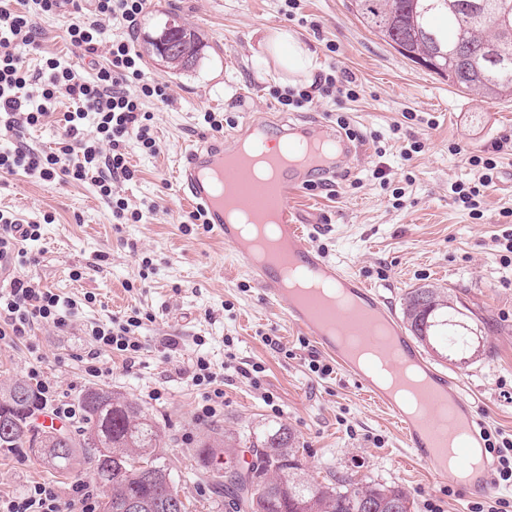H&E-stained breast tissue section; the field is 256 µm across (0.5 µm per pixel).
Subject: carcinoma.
I'll use <instances>...</instances> for the list:
<instances>
[{
	"instance_id": "1",
	"label": "carcinoma",
	"mask_w": 512,
	"mask_h": 512,
	"mask_svg": "<svg viewBox=\"0 0 512 512\" xmlns=\"http://www.w3.org/2000/svg\"><path fill=\"white\" fill-rule=\"evenodd\" d=\"M512 0H349L348 9L371 33L404 58L430 62L432 73L464 93L512 101V40L503 41L495 22L503 2ZM497 44L506 58L488 62L482 51ZM467 314L438 288H412L403 298V322L411 335L442 358L466 364L476 352L469 345L472 327ZM43 403L35 391L15 383L0 391V449L40 445L55 452L51 467L70 474L77 457L93 465L100 482L111 488L101 512H125L137 500L142 512H165L169 484L174 479L165 463V442L157 423L135 401L103 388L87 389L81 399L82 433L75 437L28 428L31 409ZM255 449V462L241 480L224 484L228 512H411L408 490L334 475L326 482L308 476L298 458L294 433L285 424L271 425L261 434L246 435ZM228 457L224 470H233L229 449L205 442L200 460L208 465Z\"/></svg>"
}]
</instances>
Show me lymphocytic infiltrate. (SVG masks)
<instances>
[{
    "instance_id": "obj_1",
    "label": "lymphocytic infiltrate",
    "mask_w": 512,
    "mask_h": 512,
    "mask_svg": "<svg viewBox=\"0 0 512 512\" xmlns=\"http://www.w3.org/2000/svg\"><path fill=\"white\" fill-rule=\"evenodd\" d=\"M146 0H0V132L14 136L11 147L0 150V176L23 172L44 181L88 182L112 203L117 223L141 221L142 213L130 208L125 197L114 191L118 182L133 181L136 172L127 160V145L135 143L141 153L153 156L159 151L153 118L147 105L167 103L171 95L166 84L146 80L141 59L132 44V34L144 12ZM74 11L76 19L67 28L70 46L82 56H96L105 50L104 63L96 64L93 80L83 79L71 64L55 56H45L38 71L25 67L21 50L39 51V20L46 15ZM116 25L121 33L106 38L107 25ZM354 79L335 68L319 74L307 87L274 91L285 106L301 109L315 96L328 97L336 105L354 101L358 93ZM73 102L63 114V133L56 148L41 152L24 142V131L41 125L54 111L59 97ZM512 139L505 137L490 148L469 156L475 177L472 182L454 188L467 208L478 205L494 185L499 161ZM40 236V224L23 221L12 211L0 209V344H11L30 336L35 326L49 324L67 327L77 303L38 283L15 276L16 267L25 265L24 242ZM143 324L140 314L94 323L86 328L92 348L87 354L88 370L101 376L97 365L101 351L108 350L134 359L143 349L137 333ZM192 385L206 387L203 417L217 416L224 408L223 374L210 360L197 357L189 371ZM69 502H62L52 485L35 482L26 493L0 499V512H98L99 493L94 482L79 480L70 487Z\"/></svg>"
}]
</instances>
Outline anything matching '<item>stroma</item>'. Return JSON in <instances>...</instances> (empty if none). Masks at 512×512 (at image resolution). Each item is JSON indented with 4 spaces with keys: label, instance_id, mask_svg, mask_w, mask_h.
<instances>
[{
    "label": "stroma",
    "instance_id": "stroma-1",
    "mask_svg": "<svg viewBox=\"0 0 512 512\" xmlns=\"http://www.w3.org/2000/svg\"><path fill=\"white\" fill-rule=\"evenodd\" d=\"M347 3L302 0L301 24L288 20L284 0H151L133 45L146 77L167 84L174 102L150 107L160 153L127 148L137 176L122 191L143 206L141 222L113 224L109 200L88 183L0 177V207L42 224L38 240L26 245L31 262L24 274L80 303L68 327L35 329L37 354L22 343L0 345V386L27 382L34 367L54 384L59 401L75 405L87 388L103 387L140 404L165 435L166 462L189 512H212L224 501L214 473L197 461L200 442L216 430L236 436L276 423L296 434L299 459L316 480L337 473L396 483L410 492L413 512H478L499 499L512 502V483L497 481L486 496L467 493L411 460L394 423L341 369L326 377L310 370L314 345L289 324L284 309L265 304L223 240L181 225L191 208L175 166L187 143L208 134L198 123L201 112L223 113L228 132L249 119L282 116L270 90L282 87L284 73L263 40L276 29L294 32L315 53L319 71L336 64L355 75L359 91L342 110L318 98L294 112L330 123L344 116L361 144L341 159L344 177L334 190L308 191L295 201L329 226L313 238L314 247L377 285L393 311L409 289L423 286L444 289L469 309L482 336L480 360L460 368L432 352L426 359L477 401L491 441L512 436V283L503 281L494 240L512 210V155L500 163L481 218L452 191L473 178L470 153L512 136V102L449 86L369 32ZM172 19L208 45L193 69L175 71L145 53L147 38ZM73 20L70 13L43 19L42 46L89 78L91 66L69 51L66 29ZM406 112L411 120H403ZM398 120L400 134H390ZM410 139L424 149L407 159L402 150ZM378 166L389 170L388 186L373 179ZM47 214L52 223H43ZM88 295L95 298L89 305ZM134 309L148 316L139 330L142 353L133 361L101 353L103 374L90 376L87 324ZM168 337L177 340L175 349H164ZM200 355L225 368L224 411L212 419L199 418L204 390L187 377ZM245 363L260 366L257 382L237 373ZM91 475L83 463L70 478H57L29 449L0 450V497L18 496L34 482L54 485L64 497L71 481Z\"/></svg>",
    "mask_w": 512,
    "mask_h": 512
}]
</instances>
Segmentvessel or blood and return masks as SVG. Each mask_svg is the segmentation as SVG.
Here are the masks:
<instances>
[{
  "instance_id": "obj_1",
  "label": "vessel or blood",
  "mask_w": 512,
  "mask_h": 512,
  "mask_svg": "<svg viewBox=\"0 0 512 512\" xmlns=\"http://www.w3.org/2000/svg\"><path fill=\"white\" fill-rule=\"evenodd\" d=\"M244 139L264 142L276 156L285 148L293 151L320 142L330 143L332 149L284 167L274 188L260 195L253 189L246 167L230 172L224 169L225 156L234 153ZM350 149L348 139L324 121L248 120L240 131L224 139L201 138L186 147L178 158L175 177L186 202L203 213L211 231L224 240L236 260L255 280L265 302L273 306L285 305L289 323L317 349L335 360L356 381L364 395L391 417L411 456L427 465L442 482L458 481L470 490L490 494L495 485L494 463L487 454L488 430L474 403L460 386L447 374L428 369L427 384L421 391L426 412L419 418H411L390 392L373 384L350 362L335 338L326 332L328 323L353 327L357 324L356 319L331 307L288 299L277 270L253 261L239 240L237 225L227 222L224 216V202L228 199L252 208L260 215L276 212L279 216L278 234L287 240L291 259L315 271L328 287L346 289L362 304L365 320L388 323L399 339L396 361L408 358L422 361V354L386 306L378 287L341 268L316 250L312 237L314 229L320 226L319 221L294 207V199L304 190L339 176V162ZM222 171L227 172L232 185L231 195L227 198L217 192L214 184L215 174Z\"/></svg>"
}]
</instances>
